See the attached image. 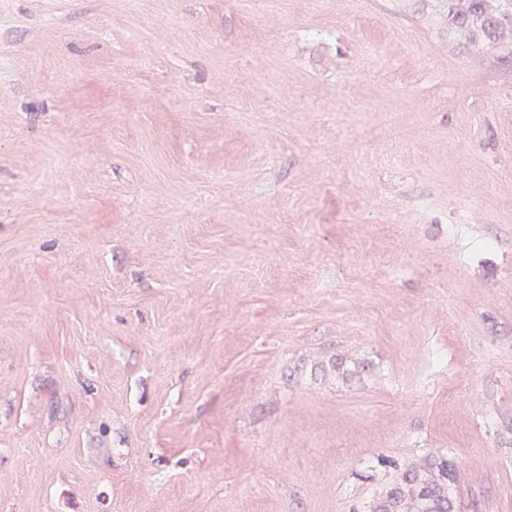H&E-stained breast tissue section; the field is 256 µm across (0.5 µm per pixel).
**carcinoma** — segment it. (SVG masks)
<instances>
[{
    "mask_svg": "<svg viewBox=\"0 0 512 512\" xmlns=\"http://www.w3.org/2000/svg\"><path fill=\"white\" fill-rule=\"evenodd\" d=\"M448 18L468 44L512 43V0H448ZM389 470L366 512H456L457 466L446 455H424L407 464L383 460Z\"/></svg>",
    "mask_w": 512,
    "mask_h": 512,
    "instance_id": "1",
    "label": "carcinoma"
}]
</instances>
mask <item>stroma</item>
Returning a JSON list of instances; mask_svg holds the SVG:
<instances>
[{"label": "stroma", "mask_w": 512, "mask_h": 512, "mask_svg": "<svg viewBox=\"0 0 512 512\" xmlns=\"http://www.w3.org/2000/svg\"><path fill=\"white\" fill-rule=\"evenodd\" d=\"M429 452L512 512V48L0 0V512H351Z\"/></svg>", "instance_id": "35a3bbf8"}]
</instances>
